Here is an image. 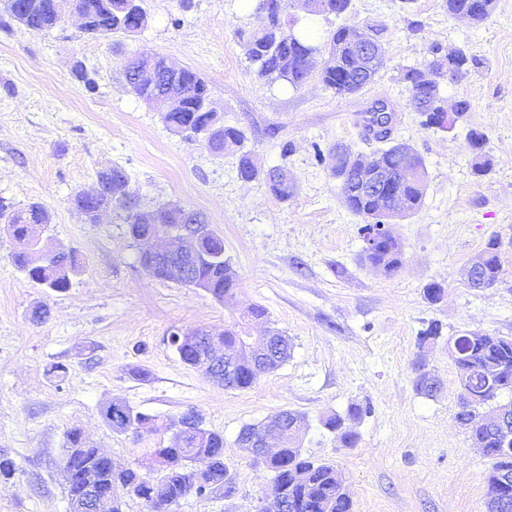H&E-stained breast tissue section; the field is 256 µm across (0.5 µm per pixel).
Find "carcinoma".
<instances>
[{"label": "carcinoma", "mask_w": 512, "mask_h": 512, "mask_svg": "<svg viewBox=\"0 0 512 512\" xmlns=\"http://www.w3.org/2000/svg\"><path fill=\"white\" fill-rule=\"evenodd\" d=\"M3 11L10 19L17 22L29 32L50 30L58 23L54 0H0ZM448 13L468 17L474 23L486 20L494 9V0H484L487 9L476 11L475 0H445ZM77 5L90 19L85 33L93 37H107L114 34L133 36L136 34L138 20H148L145 8H140L135 15H130L127 0H77ZM352 7V0H310L308 11L316 15H338ZM251 15L256 20L255 27L244 42L248 59L257 66L260 77L269 81H284L298 88L307 79L316 74L325 88L336 96L352 95L360 92L374 82L384 69L386 58L384 51L365 59L360 58V50L352 44L347 31L339 27L319 42L307 31L293 34L288 40L286 29L288 20L287 0H252ZM319 49L333 56V60L315 67L308 59V53ZM148 62L159 69V79L150 88L133 87L135 94L148 95L158 101L159 112L167 127L187 138L192 132L206 124L208 113L202 111V95L207 93L205 80L190 68H181L176 81H171L163 68V58L156 55H138L132 57L126 70L130 71ZM419 68L407 70L403 80L407 84L409 101L414 111L424 115L431 99L437 97L433 88L419 82ZM173 96L182 98L183 107L177 111L167 109L166 102ZM246 135L243 130L232 125L221 124L220 134L211 143L210 150L222 155L237 158V170L244 180L256 178L259 167L252 153L245 149ZM384 162L394 176L387 189L397 193L408 203L407 215H412L420 208L422 194L416 183L395 179L402 164V146L390 145L380 150ZM100 191L97 203H110L115 210L126 212V224L134 246H139L138 237L146 232V226L132 222V209L122 201L112 197V183L121 179L129 180L126 171L119 166H112L99 172ZM268 191L282 202L293 198L295 185L285 167L272 169V174L264 178ZM346 209L358 217L370 214L374 204L361 197L347 196L342 199ZM43 206L31 203L24 210L10 211L0 202V219H7L11 224V236L16 243L12 262L16 269L25 273L34 283L52 291L63 292L70 288L72 276L78 269L74 254L65 258H48L46 266L39 271L28 269V246L34 225L26 222L27 216H35ZM498 241H488L484 252L487 254L485 269L480 273L479 288H490L500 279L501 263L496 248ZM224 240L214 235L210 246L211 257L200 261L194 271V278L210 285V295L220 300L232 297L238 286L239 278L233 277L235 270L224 261L221 252ZM402 244L396 238H389L377 246V252L370 257L375 263H385L386 274H394L401 266ZM180 359L189 367H196L197 349L192 345L180 344L171 340ZM460 353L452 356L458 374V397L462 398L468 411H458L457 421L470 432L475 448L492 461L486 475L489 494V512H512V459L498 454L497 435L499 425L486 419H474L478 409L490 407L492 410H506L509 424L512 425V401L503 405L492 402L503 392L512 393V338L488 333H473L460 341ZM132 416L137 421L146 423L147 431L163 433L167 421L149 414L134 411ZM344 419L336 415L326 420L325 426L336 432L340 440L348 446L358 441V435L343 425ZM152 455L176 459H186L198 453L211 458V485L189 488L181 469L173 468L165 476V481L158 486L135 469H128L120 474L113 473L109 463L97 456L96 450L88 448L80 458L68 457L70 469L76 472L74 479L67 485L68 503L79 499L89 485L110 488L114 485L123 487L132 485L136 488V498L147 507V512H154L155 499L178 502L195 492L199 495L224 485L232 479L229 467L224 462V436L212 432L207 439L197 437L193 428L186 429L179 447L150 448ZM267 469L282 482L288 484V495L299 501L297 512H353V500L341 485L336 483L335 466L328 462L313 460L298 449L285 450L273 459Z\"/></svg>", "instance_id": "obj_1"}]
</instances>
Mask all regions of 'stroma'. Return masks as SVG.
Returning <instances> with one entry per match:
<instances>
[{"label": "stroma", "mask_w": 512, "mask_h": 512, "mask_svg": "<svg viewBox=\"0 0 512 512\" xmlns=\"http://www.w3.org/2000/svg\"><path fill=\"white\" fill-rule=\"evenodd\" d=\"M144 7L150 22L132 38L91 37L70 11L46 32L0 27V202L15 211L42 203L52 215L44 238L81 263L68 290L42 288L14 267L15 244L0 230V450L17 464L0 486V512H68L60 459L70 429L116 464L170 444L166 434L113 432L101 411L115 399L163 419L193 409L223 433L237 494H191L174 512L271 507L273 474L247 458L237 436L282 410L306 416L301 449L335 465L354 512H486L490 461L455 419L448 342L475 332L512 337V0H495L478 25L450 15L443 0H413L407 10L401 0H353L336 17L291 0L289 17L321 38L340 26L383 27L384 70L345 97L315 75L296 89L260 78L243 46L254 18L240 0H145ZM435 45L472 58L464 78L440 85L448 102L472 104L450 133L421 127L402 79ZM138 51L196 70L258 164L288 166L294 197L278 200L263 181L240 179L234 157L172 133L125 81V61ZM378 100L395 112L394 138L418 151L427 172L420 209L393 227L403 255L390 276L363 262L361 221L316 158L338 143L376 153L381 144L367 135L365 113ZM472 129L484 133L492 161L483 176L472 169ZM115 164L143 208L173 203L205 216L239 273L234 306L146 272L123 212L90 224L75 209L74 196ZM492 238L501 278L471 287L462 271ZM432 282L444 288L435 303L424 296ZM253 304L268 315L252 322V334L283 331L293 344L288 361L233 390L180 360L172 332L223 329ZM40 305L50 314L36 324L31 314ZM432 321L442 336L418 350L417 336ZM420 358L441 383L435 396L414 387ZM55 363L67 367L64 381L49 375ZM353 404L367 412L350 421L359 440L348 447L323 421Z\"/></svg>", "instance_id": "stroma-1"}]
</instances>
